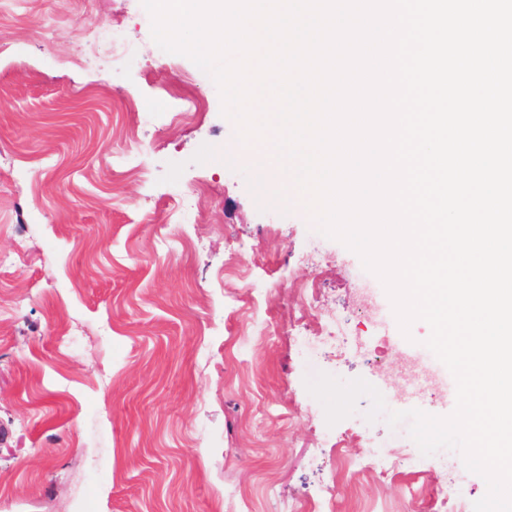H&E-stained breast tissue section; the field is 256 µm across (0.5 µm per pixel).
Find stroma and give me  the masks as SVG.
I'll return each mask as SVG.
<instances>
[{
  "mask_svg": "<svg viewBox=\"0 0 512 512\" xmlns=\"http://www.w3.org/2000/svg\"><path fill=\"white\" fill-rule=\"evenodd\" d=\"M118 58L86 60L102 30ZM141 0H0V512H323L366 448L412 468L347 483L335 512H456L487 483L422 455L368 397L327 425L305 377L361 378L388 410L450 413L360 257L303 206L269 207L212 78L154 42ZM201 100L179 116L183 97ZM196 207L182 209L184 194ZM318 252V264L306 261ZM334 314L345 349L301 344Z\"/></svg>",
  "mask_w": 512,
  "mask_h": 512,
  "instance_id": "obj_1",
  "label": "stroma"
}]
</instances>
